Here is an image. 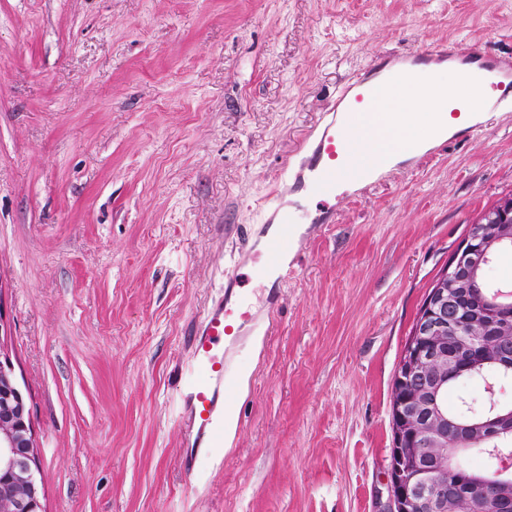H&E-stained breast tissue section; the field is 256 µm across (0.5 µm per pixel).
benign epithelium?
Masks as SVG:
<instances>
[{
    "label": "benign epithelium",
    "instance_id": "obj_1",
    "mask_svg": "<svg viewBox=\"0 0 512 512\" xmlns=\"http://www.w3.org/2000/svg\"><path fill=\"white\" fill-rule=\"evenodd\" d=\"M497 216L473 226L422 304L394 374L392 452L387 469L388 512H468L460 487L466 474L448 477V456L430 448L491 447L512 430V414L464 424L448 417V378L487 362L512 367V318L497 317L483 298L478 272L493 249L512 242V196L501 198ZM481 298L477 311L458 307L461 297ZM38 446L29 401L9 354L0 345V512H45L38 479Z\"/></svg>",
    "mask_w": 512,
    "mask_h": 512
}]
</instances>
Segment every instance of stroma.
Wrapping results in <instances>:
<instances>
[{
	"instance_id": "35a3bbf8",
	"label": "stroma",
	"mask_w": 512,
	"mask_h": 512,
	"mask_svg": "<svg viewBox=\"0 0 512 512\" xmlns=\"http://www.w3.org/2000/svg\"><path fill=\"white\" fill-rule=\"evenodd\" d=\"M512 58V0H0V326L45 512H387L392 381L476 217L512 194V109L305 223L239 427L182 461L190 338L296 145L377 58Z\"/></svg>"
}]
</instances>
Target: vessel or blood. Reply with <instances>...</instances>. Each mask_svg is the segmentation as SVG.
Listing matches in <instances>:
<instances>
[{
    "label": "vessel or blood",
    "instance_id": "vessel-or-blood-1",
    "mask_svg": "<svg viewBox=\"0 0 512 512\" xmlns=\"http://www.w3.org/2000/svg\"><path fill=\"white\" fill-rule=\"evenodd\" d=\"M441 63L459 71L471 91L480 93L485 102L497 105L512 100V61L502 60L483 51L462 57L447 44H436L415 56L380 59L372 78L387 84L402 82L417 65ZM372 78L355 81L342 90L317 134L301 146L303 158L296 182L307 190L320 189L334 193L339 171L347 161L358 160L356 177L369 182L378 174L380 162L371 157L361 159L359 146L347 139V128L362 122L373 98ZM448 110L458 117V124L448 131L455 140L474 132L481 122L469 99L449 103ZM268 226L259 242L262 263L253 268L254 277L264 281L270 277L285 279L294 266L293 206L287 193L269 200ZM235 273H227L224 296L212 305L192 339V361L180 387L185 413L196 430L195 450L209 451L222 447L227 434L232 396L239 387L236 377L228 372V364L237 345L250 333L257 317L244 299L235 298Z\"/></svg>",
    "mask_w": 512,
    "mask_h": 512
}]
</instances>
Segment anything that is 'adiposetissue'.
Here are the masks:
<instances>
[{"mask_svg": "<svg viewBox=\"0 0 512 512\" xmlns=\"http://www.w3.org/2000/svg\"><path fill=\"white\" fill-rule=\"evenodd\" d=\"M466 92L464 81L448 78L443 67H417L400 85L379 89L369 127L357 129L355 136L367 151L387 153L389 164H396L444 133L449 99Z\"/></svg>", "mask_w": 512, "mask_h": 512, "instance_id": "obj_1", "label": "adipose tissue"}]
</instances>
